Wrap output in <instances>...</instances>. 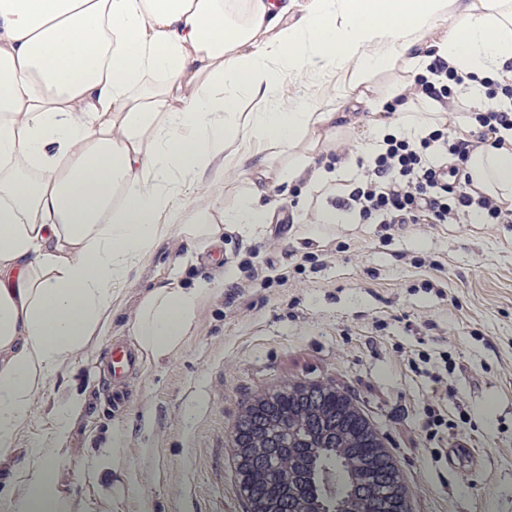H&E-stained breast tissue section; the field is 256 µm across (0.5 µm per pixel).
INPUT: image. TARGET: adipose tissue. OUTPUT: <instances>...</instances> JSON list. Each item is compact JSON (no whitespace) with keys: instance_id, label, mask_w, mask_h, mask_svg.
<instances>
[{"instance_id":"1","label":"adipose tissue","mask_w":512,"mask_h":512,"mask_svg":"<svg viewBox=\"0 0 512 512\" xmlns=\"http://www.w3.org/2000/svg\"><path fill=\"white\" fill-rule=\"evenodd\" d=\"M0 0V461L12 458L49 380L105 335L131 273L163 240L215 242L230 229L282 221L266 202L281 180L334 191L352 176L315 161L339 122L373 115L374 146L425 137L445 121L428 97L405 100L435 58L470 75L468 96L512 66V0ZM447 18L440 39L431 32ZM349 68L344 111L281 103L289 75ZM395 119H387V112ZM474 150L471 187L512 202V131ZM250 138L262 157L239 156ZM293 157L279 171L277 156ZM233 172L238 206L190 193ZM204 283L146 291L132 331L146 364L169 359L193 328ZM73 397L49 444L0 487V512H97L64 493L62 466L95 481L122 472L126 441L89 459L68 446L83 410Z\"/></svg>"}]
</instances>
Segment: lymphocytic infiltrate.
I'll use <instances>...</instances> for the list:
<instances>
[{"label": "lymphocytic infiltrate", "mask_w": 512, "mask_h": 512, "mask_svg": "<svg viewBox=\"0 0 512 512\" xmlns=\"http://www.w3.org/2000/svg\"><path fill=\"white\" fill-rule=\"evenodd\" d=\"M428 76L418 77L414 93L447 104L454 87L465 78L446 62L434 60ZM471 143L451 142L435 129L413 145L396 137L385 140L363 183L340 199L339 207L354 211L365 224L453 223L460 215L479 211L490 223L512 222V209L470 191L465 165Z\"/></svg>", "instance_id": "obj_1"}]
</instances>
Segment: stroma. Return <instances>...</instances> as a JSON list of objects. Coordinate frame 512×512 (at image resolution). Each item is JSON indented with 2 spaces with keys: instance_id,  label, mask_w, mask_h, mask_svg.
Listing matches in <instances>:
<instances>
[{
  "instance_id": "stroma-1",
  "label": "stroma",
  "mask_w": 512,
  "mask_h": 512,
  "mask_svg": "<svg viewBox=\"0 0 512 512\" xmlns=\"http://www.w3.org/2000/svg\"><path fill=\"white\" fill-rule=\"evenodd\" d=\"M346 67L289 76L278 94L326 107L348 91ZM355 180L324 196L280 184L289 216L220 244L164 241L131 273L106 335L55 377L21 433L45 443L73 393L85 400L70 446L77 457L125 434L135 489L116 512H246L230 430L246 400L297 382L335 385L379 431L399 463L410 512H512V223L363 224L335 209ZM258 278H251V270ZM223 278L167 361L121 384L104 375L114 343L134 346L146 290ZM444 420L429 431L430 411ZM464 440L475 461L449 462Z\"/></svg>"
}]
</instances>
